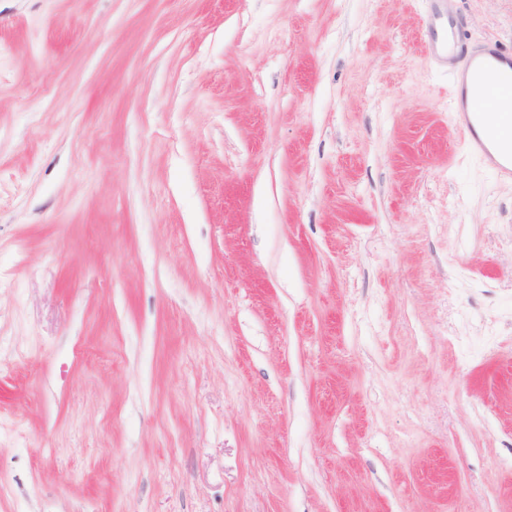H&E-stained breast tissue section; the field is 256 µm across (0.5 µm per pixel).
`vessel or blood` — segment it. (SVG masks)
<instances>
[{
    "label": "vessel or blood",
    "mask_w": 512,
    "mask_h": 512,
    "mask_svg": "<svg viewBox=\"0 0 512 512\" xmlns=\"http://www.w3.org/2000/svg\"><path fill=\"white\" fill-rule=\"evenodd\" d=\"M425 49L433 58H464L465 64L453 81L454 122L468 132L471 154L481 157L497 175L512 177V112L478 111L467 105L471 88L486 103L512 96V48L494 43L471 52L451 33L426 42Z\"/></svg>",
    "instance_id": "1"
}]
</instances>
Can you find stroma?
<instances>
[{"label": "stroma", "instance_id": "1", "mask_svg": "<svg viewBox=\"0 0 512 512\" xmlns=\"http://www.w3.org/2000/svg\"><path fill=\"white\" fill-rule=\"evenodd\" d=\"M428 8L0 0V512H512V180Z\"/></svg>", "mask_w": 512, "mask_h": 512}]
</instances>
